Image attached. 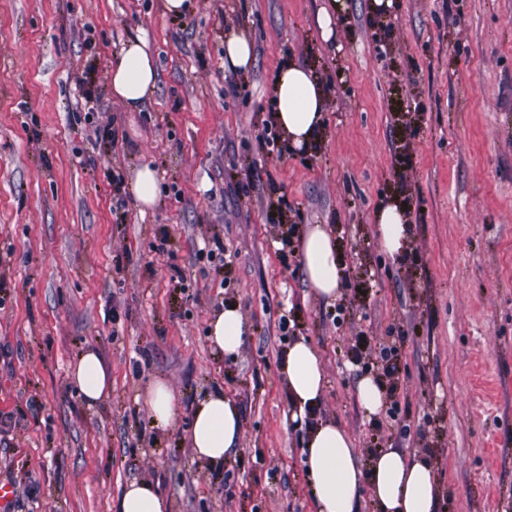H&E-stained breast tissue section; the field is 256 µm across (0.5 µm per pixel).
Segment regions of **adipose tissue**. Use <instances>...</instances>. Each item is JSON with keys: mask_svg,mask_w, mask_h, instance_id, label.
<instances>
[{"mask_svg": "<svg viewBox=\"0 0 512 512\" xmlns=\"http://www.w3.org/2000/svg\"><path fill=\"white\" fill-rule=\"evenodd\" d=\"M158 82L153 56L144 39L126 42L112 68L110 88L128 110L149 102ZM328 96L323 82L310 69L291 61L276 74L270 99L271 118L290 148L301 151L322 140ZM374 222L381 248L401 254L410 238L406 207L396 200L382 205ZM301 259L312 287L323 297L341 294L337 247L321 225L306 231ZM239 309L224 307L212 318L209 339L216 351L238 353L245 336ZM280 372L286 383L294 418L303 419L322 398L325 376L321 359L305 340L285 352ZM69 383L87 406L99 404L112 388V371L98 350L87 347L72 365ZM243 438L237 403L216 391L193 408L189 442L196 457L211 466L223 465ZM303 463L313 485L316 512H360L362 490H370L379 512H437L439 487L431 467L400 448H383L361 464L351 437L338 424L318 420L302 442ZM114 512H170V506L152 485L130 482L113 507Z\"/></svg>", "mask_w": 512, "mask_h": 512, "instance_id": "adipose-tissue-1", "label": "adipose tissue"}]
</instances>
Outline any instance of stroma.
I'll use <instances>...</instances> for the list:
<instances>
[{
	"instance_id": "35a3bbf8",
	"label": "stroma",
	"mask_w": 512,
	"mask_h": 512,
	"mask_svg": "<svg viewBox=\"0 0 512 512\" xmlns=\"http://www.w3.org/2000/svg\"><path fill=\"white\" fill-rule=\"evenodd\" d=\"M324 0H0V481L8 512H112L136 480L171 512H315L280 361L305 338L325 374L315 416L353 438L429 458L438 512H512V0H347L324 41ZM254 43L249 71L224 39ZM157 89L138 112L110 93L129 38ZM313 68L326 134L290 149L269 117L280 66ZM159 192L140 206L137 170ZM122 180V191L113 183ZM407 205L411 241L379 245L377 208ZM322 224L341 295L311 287L303 233ZM224 251L212 252L214 241ZM240 310L237 354L208 338ZM112 369L90 408L67 378L86 346ZM397 356L391 374L377 360ZM390 386L360 405L359 377ZM174 421L154 427L148 385ZM223 390L240 449L199 462L191 410ZM253 61V45L246 35L231 34L224 40V67L247 71L252 67ZM147 403L152 419L158 426L169 425L177 415L174 392L164 381L156 380L149 386Z\"/></svg>"
}]
</instances>
